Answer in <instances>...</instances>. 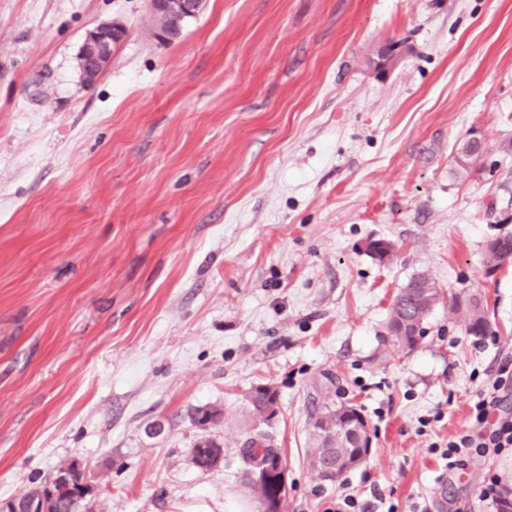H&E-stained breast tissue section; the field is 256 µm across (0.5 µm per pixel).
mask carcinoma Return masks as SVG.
Wrapping results in <instances>:
<instances>
[{
  "label": "carcinoma",
  "mask_w": 512,
  "mask_h": 512,
  "mask_svg": "<svg viewBox=\"0 0 512 512\" xmlns=\"http://www.w3.org/2000/svg\"><path fill=\"white\" fill-rule=\"evenodd\" d=\"M482 157L478 147L466 140L462 141L454 156V163L461 173H467ZM486 261L488 268L495 270L500 266L512 265V236H506L498 249H488ZM448 305V312L457 313L466 309L467 328L474 335L485 333L489 321L482 301L474 297L461 304L456 294L445 293L436 286L435 281L425 273H419L399 290L395 296L387 321L388 336L385 340L393 346L405 349L414 348L423 336V324L431 311L438 305ZM249 410L252 417L260 422L269 421V417L278 411V391L271 385H258L253 388L249 398ZM368 424L361 410L355 405L341 404L328 406L326 410L313 418L311 423L310 448L306 458L315 474V460L325 454H334L340 461L331 482L339 481L342 476L362 461L368 453L365 436ZM222 453V448L210 440L197 443L194 448V463L201 471L210 468L212 456ZM240 455L250 471H255L269 459H282L279 449L270 444L268 436L259 432L246 440ZM76 463L59 469L60 473H70V479L54 478L37 487L36 512H82L88 507L87 500L93 491H85L78 483L72 470ZM253 490L260 504L273 500L281 492L277 482H255Z\"/></svg>",
  "instance_id": "cac0c4a2"
}]
</instances>
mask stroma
Returning a JSON list of instances; mask_svg holds the SVG:
<instances>
[{"label": "stroma", "mask_w": 512, "mask_h": 512, "mask_svg": "<svg viewBox=\"0 0 512 512\" xmlns=\"http://www.w3.org/2000/svg\"><path fill=\"white\" fill-rule=\"evenodd\" d=\"M112 20L126 37L83 83L85 36ZM510 201L512 0H206L171 42L147 0H0V499L76 461L94 512H261L240 457L258 427L286 462L281 512L341 491L497 512L482 477L511 488L512 454L447 473L428 447L512 358V266L484 263ZM422 272L481 296L496 343L441 306L413 349L387 344ZM264 384L279 410L259 424ZM340 403L372 447L333 485L304 453ZM484 150L478 152L477 145L468 142L467 139L462 141L457 148L454 156V163L458 167L460 173H468L471 167L482 157ZM248 403L252 417L259 422H267L272 418L266 417V414L274 418L278 411V391L268 384L258 385L251 391Z\"/></svg>", "instance_id": "1"}]
</instances>
